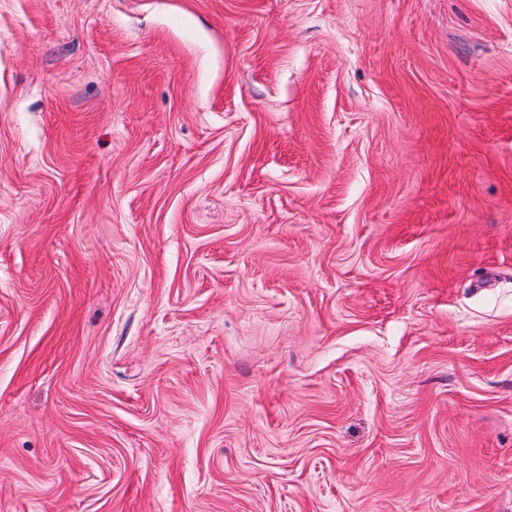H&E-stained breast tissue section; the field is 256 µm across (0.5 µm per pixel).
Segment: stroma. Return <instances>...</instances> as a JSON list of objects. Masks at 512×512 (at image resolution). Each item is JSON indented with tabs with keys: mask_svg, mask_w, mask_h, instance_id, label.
Listing matches in <instances>:
<instances>
[{
	"mask_svg": "<svg viewBox=\"0 0 512 512\" xmlns=\"http://www.w3.org/2000/svg\"><path fill=\"white\" fill-rule=\"evenodd\" d=\"M0 512H512V0H0Z\"/></svg>",
	"mask_w": 512,
	"mask_h": 512,
	"instance_id": "1",
	"label": "stroma"
}]
</instances>
